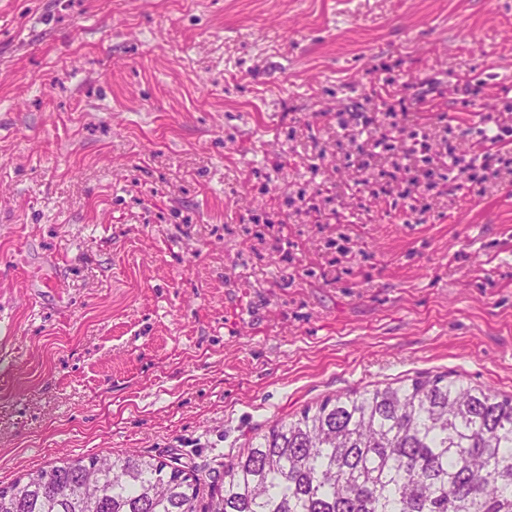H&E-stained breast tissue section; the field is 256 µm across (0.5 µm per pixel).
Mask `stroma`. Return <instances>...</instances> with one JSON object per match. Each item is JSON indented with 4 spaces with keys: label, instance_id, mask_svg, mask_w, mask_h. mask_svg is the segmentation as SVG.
I'll list each match as a JSON object with an SVG mask.
<instances>
[{
    "label": "stroma",
    "instance_id": "stroma-1",
    "mask_svg": "<svg viewBox=\"0 0 512 512\" xmlns=\"http://www.w3.org/2000/svg\"><path fill=\"white\" fill-rule=\"evenodd\" d=\"M402 97L496 152L512 0H0V485L104 450L219 479L421 372L512 393V167L371 193L339 120Z\"/></svg>",
    "mask_w": 512,
    "mask_h": 512
}]
</instances>
